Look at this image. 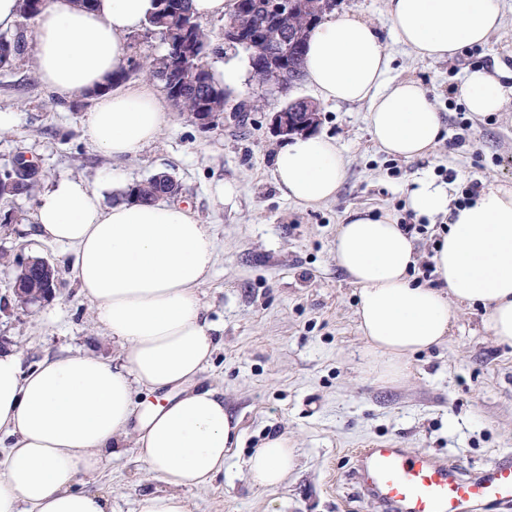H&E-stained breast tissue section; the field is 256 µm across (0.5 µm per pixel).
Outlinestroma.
<instances>
[{"label": "stroma", "instance_id": "1", "mask_svg": "<svg viewBox=\"0 0 512 512\" xmlns=\"http://www.w3.org/2000/svg\"><path fill=\"white\" fill-rule=\"evenodd\" d=\"M504 26L480 48L487 68L512 72V0H502ZM376 26L394 58V76L419 83L443 120L441 142L416 160L394 159L372 140L364 104L318 101V134L336 141L348 159L334 200L306 207L282 197L273 176L283 141L269 123L282 104L265 94L245 128L199 130L178 112L158 139L121 162L127 180L169 171L182 185V205L210 225L217 245L211 278L201 287L217 348L201 374L224 394L239 440L224 471L182 496L188 512H378L346 479L356 448L369 439H395L479 468L512 452V345L495 340L483 308L453 304L448 340L413 355L397 383L376 380L368 368L357 322V289L335 260L340 224L357 210L410 217L425 224L416 236L418 261L431 260L432 243L447 219L411 214L415 180L445 186L457 198L471 181L512 189V108L460 116L454 90L466 68L457 59L423 60L390 31L386 0H340ZM92 99L57 98L38 81L32 55L0 70V168L17 157L37 163L48 180L76 177L100 186L109 158L85 128ZM470 122L463 131L462 122ZM121 184L102 190L112 203ZM36 197L0 200L12 215L0 223V251L41 257L63 278L54 297L21 308L15 270L0 266V349L20 353L25 369L48 355L91 350L104 359L119 352L97 325L80 294L66 247L39 240ZM285 435L297 465L276 488L255 486L246 462L272 436ZM78 490L105 494L112 512H135L145 495L167 485L133 448L104 458L99 473L78 478Z\"/></svg>", "mask_w": 512, "mask_h": 512}]
</instances>
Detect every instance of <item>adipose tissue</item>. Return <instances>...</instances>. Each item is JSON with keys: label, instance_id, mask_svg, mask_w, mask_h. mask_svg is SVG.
<instances>
[{"label": "adipose tissue", "instance_id": "1", "mask_svg": "<svg viewBox=\"0 0 512 512\" xmlns=\"http://www.w3.org/2000/svg\"><path fill=\"white\" fill-rule=\"evenodd\" d=\"M154 9V0H99L92 11L48 0L35 20L37 78L63 98L102 85ZM387 11L398 42L435 61L485 44L504 23L501 0H388ZM392 62L376 27L345 12L312 33L304 78L324 100L367 104L374 142L414 159L437 145L442 124L420 84L392 78ZM456 94L477 114L512 103V85L488 69L466 71ZM166 121L163 100L131 86L99 95L86 128L100 152L120 161L152 143ZM345 172L342 151L312 133L279 149L273 169L281 194L302 205L335 199ZM408 202L421 215L453 216L434 255L440 287L411 276L415 245L391 215H351L336 234V264L358 289L365 354L388 381L404 376L411 355L447 340L454 301L483 307L492 336L512 344V191L485 186L454 212L447 189L420 180ZM35 220L40 238L73 251L75 283L120 352L112 363L90 351L59 353L28 371L17 352L0 350V437L10 441L0 512H112L105 495L73 482L129 444L171 488L142 497L138 512H188L180 489L221 473L237 435L223 393L199 382L216 348L199 295L216 263L209 225L179 204H105L69 177L39 194ZM294 467L282 435L246 463L260 487L279 485Z\"/></svg>", "mask_w": 512, "mask_h": 512}]
</instances>
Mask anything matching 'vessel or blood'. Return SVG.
<instances>
[{"instance_id":"obj_1","label":"vessel or blood","mask_w":512,"mask_h":512,"mask_svg":"<svg viewBox=\"0 0 512 512\" xmlns=\"http://www.w3.org/2000/svg\"><path fill=\"white\" fill-rule=\"evenodd\" d=\"M350 479L378 512H512V453L477 469L406 448L370 441L356 449Z\"/></svg>"}]
</instances>
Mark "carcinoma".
<instances>
[{"instance_id":"cac0c4a2","label":"carcinoma","mask_w":512,"mask_h":512,"mask_svg":"<svg viewBox=\"0 0 512 512\" xmlns=\"http://www.w3.org/2000/svg\"><path fill=\"white\" fill-rule=\"evenodd\" d=\"M47 0H18V16L33 21L42 12ZM268 0H231L230 10L224 23L236 21L253 24V33L262 40V50L285 60L280 65L281 83L288 92H293L303 80V67L307 43L313 31L336 10L338 0H288V9L281 12L279 23L272 27L265 25ZM192 25L191 45L182 43L181 31L189 19ZM144 34H157L164 45L160 54L136 53L124 62L107 78L104 89L141 76L155 80L166 86L173 69L181 70L184 79L181 98L176 111L196 123L197 116L204 112L212 127H217L224 119V112L230 101V94L215 77L208 63L212 55L220 52L215 44L213 32L194 17L190 0H156V11L143 25ZM24 44L19 38L0 37V70L16 68L21 62ZM251 81L266 87L272 79L266 56L249 51ZM283 107L292 113L294 122L318 125V107L303 98H284ZM238 126L247 122V113L260 109L259 100L248 96L236 104ZM46 177L45 172L34 164L26 167L21 162L0 169V199L32 194ZM181 186L168 172H157L131 182L120 193V200L126 202L149 203L164 201L179 194ZM0 266L18 270L15 287L19 305L44 300L47 294L59 287L57 270L43 259L25 261L0 253Z\"/></svg>"}]
</instances>
